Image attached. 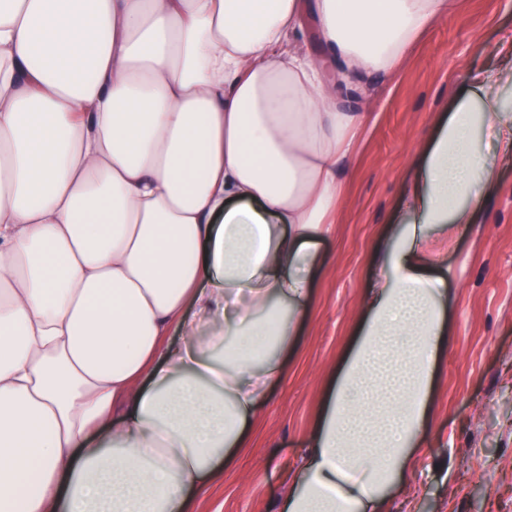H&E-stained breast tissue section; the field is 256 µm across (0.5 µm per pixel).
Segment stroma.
<instances>
[{"label": "stroma", "instance_id": "1", "mask_svg": "<svg viewBox=\"0 0 512 512\" xmlns=\"http://www.w3.org/2000/svg\"><path fill=\"white\" fill-rule=\"evenodd\" d=\"M484 0L436 21L396 80L373 95L369 129L345 174L347 194L285 377L272 384L236 475L196 496V512H274L288 470L306 452L340 361L354 342L375 250L402 216L416 147L470 92L498 43L512 41V0L477 29ZM451 336L436 368L430 422L391 512H512V163H504L480 220L448 250Z\"/></svg>", "mask_w": 512, "mask_h": 512}]
</instances>
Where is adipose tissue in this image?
Masks as SVG:
<instances>
[{"label":"adipose tissue","instance_id":"obj_1","mask_svg":"<svg viewBox=\"0 0 512 512\" xmlns=\"http://www.w3.org/2000/svg\"><path fill=\"white\" fill-rule=\"evenodd\" d=\"M460 6L0 0V512H190L235 471L373 85ZM476 81L419 151L277 512H388L413 470L448 346L443 249L512 157V47Z\"/></svg>","mask_w":512,"mask_h":512}]
</instances>
